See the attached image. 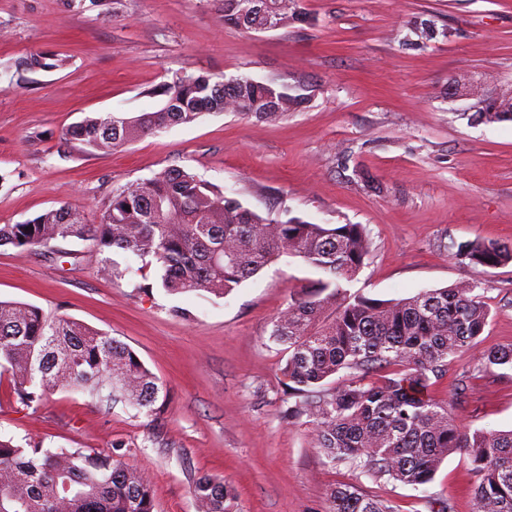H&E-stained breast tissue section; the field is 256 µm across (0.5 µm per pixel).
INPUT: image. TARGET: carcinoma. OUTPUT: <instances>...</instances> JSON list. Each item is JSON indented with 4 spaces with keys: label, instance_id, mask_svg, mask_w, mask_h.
Wrapping results in <instances>:
<instances>
[{
    "label": "carcinoma",
    "instance_id": "cac0c4a2",
    "mask_svg": "<svg viewBox=\"0 0 512 512\" xmlns=\"http://www.w3.org/2000/svg\"><path fill=\"white\" fill-rule=\"evenodd\" d=\"M224 0V24L245 31L281 29L305 21L304 0ZM63 66L55 54L21 62L30 73ZM163 109L132 117H87L63 133L86 153L107 152L145 135L190 124L210 112L272 119L307 97L243 78L233 87L209 72L182 73L162 85ZM92 241L102 254L122 251L159 272L168 294L194 292L224 298L283 256L298 257L318 273L291 295L272 320L270 341L287 355L280 367L288 417L306 418L315 447L373 481L428 494L441 463L465 454L474 474L477 512H512V430L462 429L448 404L429 395L447 375L450 358L475 349L473 371L512 369V345L479 350L490 310L478 285L460 282L398 301L350 295L370 252L360 224H313L251 210L224 190L183 168L112 192L99 221L63 205L16 224H0V246L21 251L58 239ZM452 255L472 265L512 262V243L454 241ZM0 369L24 406L63 389L100 404L155 413L163 388L126 344L76 319L49 316L39 307L0 300ZM386 370L382 381L372 374ZM346 375L336 381L341 372ZM196 512H232L235 493L224 479L193 480ZM329 512H397L349 485L329 491ZM150 479L115 453L92 448H23L0 437V512H154Z\"/></svg>",
    "mask_w": 512,
    "mask_h": 512
}]
</instances>
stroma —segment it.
I'll return each instance as SVG.
<instances>
[{
  "mask_svg": "<svg viewBox=\"0 0 512 512\" xmlns=\"http://www.w3.org/2000/svg\"><path fill=\"white\" fill-rule=\"evenodd\" d=\"M309 19L262 33L224 23L222 0H0V224L62 205L95 219L116 188L171 166L191 169L254 211L314 224H360L371 248L350 294L400 300L458 282L482 289L491 318L483 347L512 345V263L465 265L448 246L512 241V120L477 119L476 99L448 94L482 81L512 90V0H307ZM433 20L431 38L407 41ZM38 52L63 69L21 79ZM204 70L287 87L305 106L274 120L205 114L110 153L64 146L88 116L161 108L151 89ZM122 268L103 273L105 259ZM316 273L284 256L224 298L170 295L155 268L123 252L103 256L68 238L25 252L0 246V300L35 305L108 333L134 350L168 394L149 415L57 390L18 403L0 382V434L23 447L119 452L153 482L155 512H195L192 481L224 478L237 512H329L328 491L353 484L427 512L414 491L357 476L314 448L308 423L290 422L270 342L273 317ZM189 318L175 315V308ZM458 352L434 399L458 402L462 425L512 429V371L471 374ZM470 461L452 454L430 486L452 512H476Z\"/></svg>",
  "mask_w": 512,
  "mask_h": 512,
  "instance_id": "stroma-1",
  "label": "stroma"
}]
</instances>
